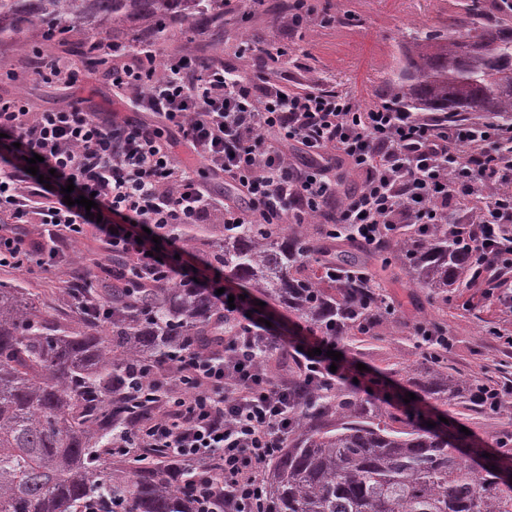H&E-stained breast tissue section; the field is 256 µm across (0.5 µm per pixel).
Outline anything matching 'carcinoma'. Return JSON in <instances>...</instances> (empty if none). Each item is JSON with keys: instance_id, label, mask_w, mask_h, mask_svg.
I'll list each match as a JSON object with an SVG mask.
<instances>
[{"instance_id": "carcinoma-1", "label": "carcinoma", "mask_w": 512, "mask_h": 512, "mask_svg": "<svg viewBox=\"0 0 512 512\" xmlns=\"http://www.w3.org/2000/svg\"><path fill=\"white\" fill-rule=\"evenodd\" d=\"M91 54L98 34L126 28L158 38L176 27L224 40V0H0V44L26 47L24 35ZM403 65L389 80L391 103L412 112H477L512 122V14L486 21L479 0L469 20L446 35L412 29ZM306 224H242L224 232L210 261L267 300L338 339L391 313L363 276L372 253L407 269L414 284L440 294L463 288L473 262L446 224H426L378 250L352 241L336 247L335 279L302 273L318 252ZM111 334L94 326L63 327L34 307L22 289L0 285V512H224L175 461L148 451L130 466L104 465L112 436L139 408L126 397L150 368L186 351L207 352L215 304L194 288L113 285ZM407 381L436 401L459 385L442 357L424 354ZM296 402L288 446L271 458L263 479V512H512L504 463L476 471L450 441L409 408L388 412L376 400L308 383Z\"/></svg>"}]
</instances>
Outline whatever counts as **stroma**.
<instances>
[{"instance_id":"35a3bbf8","label":"stroma","mask_w":512,"mask_h":512,"mask_svg":"<svg viewBox=\"0 0 512 512\" xmlns=\"http://www.w3.org/2000/svg\"><path fill=\"white\" fill-rule=\"evenodd\" d=\"M311 24L296 36H287V11L281 0H224V42L212 45L207 34L193 38L195 54L209 64H229L253 76H288L290 87L318 86L352 93L362 107L386 101V81L400 67L399 46L410 27L443 29L466 16L471 0H309ZM251 43L252 51L236 50ZM274 43L287 49L279 62L258 56L257 47ZM62 63L77 65L76 83L47 82L31 76L28 56L11 45H0V98H21L35 111L67 110L79 106L99 116L118 113L134 123L152 122V114L134 112L112 94L106 66H89L79 57L56 51ZM61 262L44 268L30 265L0 270V283L24 289L40 312L59 323L78 317L66 288L72 270L91 277L95 286L111 281L101 270L110 253L95 234L59 243ZM371 272L381 286L385 304L394 308L399 326L395 335L375 327L368 335L346 336L337 349L365 364L389 383L407 389L405 372L416 365L423 351L414 334L418 323L436 319L448 329L449 344L443 360L450 374L463 381L479 378L489 384L512 383V309L500 295L512 292V272L494 281L479 278L474 287L450 289L447 296L412 283L405 271L373 261ZM431 418H446L448 430L463 447L481 448L489 455L512 458V444L502 445L512 433V405L497 413L484 411L468 399L449 404L422 398Z\"/></svg>"}]
</instances>
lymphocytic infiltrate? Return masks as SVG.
Instances as JSON below:
<instances>
[{
	"instance_id": "obj_1",
	"label": "lymphocytic infiltrate",
	"mask_w": 512,
	"mask_h": 512,
	"mask_svg": "<svg viewBox=\"0 0 512 512\" xmlns=\"http://www.w3.org/2000/svg\"><path fill=\"white\" fill-rule=\"evenodd\" d=\"M119 64L112 91L154 124L107 120L71 108L33 112L0 101V268L55 264L56 245L95 231L127 263L119 275L137 286L174 281L211 296L224 315L218 343L189 353L173 370L146 374L151 411L134 417L130 437L112 446L126 456L165 451L189 466L207 489H222L224 512H260V471L288 440L292 400L287 381L262 361L259 340L292 349L307 376L328 387L365 379L349 358L333 360L327 337L302 325L279 332L263 323L243 290L187 250L178 231L220 216L224 224H301L327 208L346 162L361 184L332 221L369 247L406 224H447L473 257L476 272L512 271V129L484 121L422 117L383 103L362 107L347 92L293 89L287 80L254 83L233 66L213 67L173 53L157 64L152 45L107 47ZM222 176L232 194L206 189L180 163L167 131ZM305 159L291 163L285 149ZM41 156L38 174L27 160ZM70 195H63L67 183ZM92 196L101 220L79 196ZM37 224L45 244L32 246L20 227ZM222 456L221 475L211 472Z\"/></svg>"
}]
</instances>
